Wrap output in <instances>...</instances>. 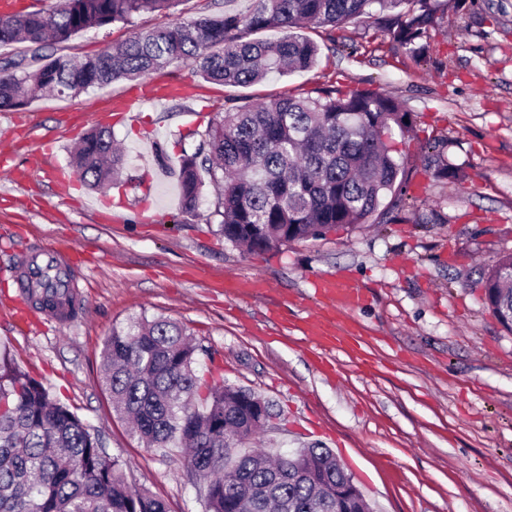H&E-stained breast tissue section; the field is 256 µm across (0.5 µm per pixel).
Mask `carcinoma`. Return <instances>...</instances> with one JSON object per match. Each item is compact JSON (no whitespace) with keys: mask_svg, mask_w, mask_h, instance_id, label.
<instances>
[{"mask_svg":"<svg viewBox=\"0 0 512 512\" xmlns=\"http://www.w3.org/2000/svg\"><path fill=\"white\" fill-rule=\"evenodd\" d=\"M181 0H56L49 10L0 14V47L27 49L0 61V109H18L49 94H77L125 78L190 63L208 81L247 86L269 74L311 68L319 47L298 33L329 32L362 18L415 53L435 26L432 0H249L151 30L81 62L43 54L78 33L142 12L168 11ZM279 30L276 39L250 34ZM412 114L371 89L321 88L269 102L228 98L224 115L182 150L181 205L196 209L208 167L216 187L210 216L224 239L261 252L326 235L340 227L389 224L409 200L412 171L390 150L394 131L411 133ZM74 173L104 191L123 170L112 132L96 127L71 155ZM436 174L461 177L440 154ZM29 293L33 307L83 309L68 274L49 269ZM484 300L512 331V256L484 280ZM185 325L166 317L114 327L103 347V383L114 411L148 448H177L201 483L206 512H369L353 477L327 448L291 452L250 448L271 418L269 402L224 383L200 393L197 354ZM0 512H168L166 502L127 481L123 463L105 453L98 434L56 401L43 382L0 349Z\"/></svg>","mask_w":512,"mask_h":512,"instance_id":"1","label":"carcinoma"}]
</instances>
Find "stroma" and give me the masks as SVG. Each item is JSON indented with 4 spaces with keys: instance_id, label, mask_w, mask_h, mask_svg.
<instances>
[{
    "instance_id": "stroma-1",
    "label": "stroma",
    "mask_w": 512,
    "mask_h": 512,
    "mask_svg": "<svg viewBox=\"0 0 512 512\" xmlns=\"http://www.w3.org/2000/svg\"><path fill=\"white\" fill-rule=\"evenodd\" d=\"M222 0H182L134 25L91 28L57 46L81 60L134 30L223 11ZM320 46L306 71L248 87L204 81L174 64L77 95L45 96L0 111V345L76 409L129 483L166 500L169 512H205L182 455L143 447L113 412L101 353L113 327L167 317L209 349L196 366L210 385L255 391L272 406L260 437L291 451L334 450L375 512H512V332L484 301L482 279L512 253V0H466L439 11L423 52L412 54L373 19ZM336 86L396 98L413 114L400 148L413 172L401 221L341 228L325 237L247 254L206 221L213 189L185 212L177 183L182 149L224 113L226 97L253 103ZM106 125L125 154L121 185L60 197L80 136ZM165 157H158L157 148ZM462 179L425 170L431 150ZM63 248L83 310L59 324L35 313L16 325L15 274L39 249ZM342 275L368 297L340 311L350 346L321 343L308 326L325 304L315 281ZM259 291H225V279Z\"/></svg>"
}]
</instances>
